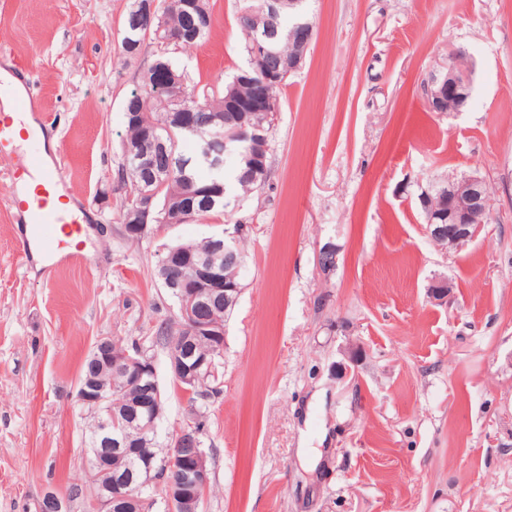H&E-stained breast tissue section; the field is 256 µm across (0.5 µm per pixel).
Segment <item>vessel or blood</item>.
I'll list each match as a JSON object with an SVG mask.
<instances>
[{
	"label": "vessel or blood",
	"instance_id": "1",
	"mask_svg": "<svg viewBox=\"0 0 512 512\" xmlns=\"http://www.w3.org/2000/svg\"><path fill=\"white\" fill-rule=\"evenodd\" d=\"M31 71L18 68L9 78L0 77V101L10 100L14 114L31 115L38 128H46L49 119L38 112L30 91ZM30 136L27 128L17 126L12 116L0 113V166L13 169L23 167L35 173L40 183L35 192H27L19 185H12L7 207L14 221L21 225L22 236L18 243L23 266L42 261L47 266L62 268L86 261L87 215L81 206L65 207L61 204V192L65 178L58 161L47 160L39 152L26 156L16 153L19 141Z\"/></svg>",
	"mask_w": 512,
	"mask_h": 512
}]
</instances>
